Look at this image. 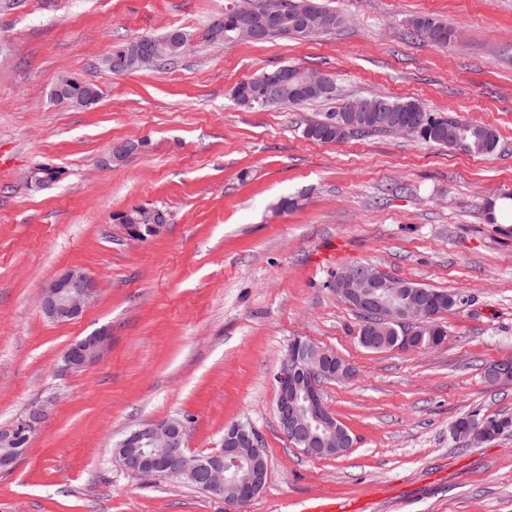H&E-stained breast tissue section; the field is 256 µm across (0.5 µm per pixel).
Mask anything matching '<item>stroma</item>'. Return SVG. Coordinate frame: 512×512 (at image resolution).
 <instances>
[{
  "mask_svg": "<svg viewBox=\"0 0 512 512\" xmlns=\"http://www.w3.org/2000/svg\"><path fill=\"white\" fill-rule=\"evenodd\" d=\"M226 0H0V429L45 404L25 455L0 473V512H302L365 503L367 512H512V434L453 435L470 414L512 415V382L486 368L512 359V214L484 206L512 192V0H325L346 19L308 38L207 44ZM427 15L458 39L408 38ZM191 34L158 70L112 75L114 44ZM295 64L335 77L340 95L411 99L491 126L477 156L396 133L320 143L302 125L334 102L247 110L232 88ZM96 84L91 109L50 97L62 76ZM144 150L108 168L114 144ZM50 163L62 180L23 179ZM170 211L157 237L129 239L114 213ZM357 264L457 295L446 343L372 352L358 313L330 282ZM69 266L94 280L95 303L55 324L44 285ZM107 330L112 345L79 371L62 353ZM334 351L349 377L325 400L355 445L304 454L280 429L275 375L294 338ZM187 425L195 454L230 425L261 439L263 492L238 509L176 479L144 482L113 446L151 419Z\"/></svg>",
  "mask_w": 512,
  "mask_h": 512,
  "instance_id": "35a3bbf8",
  "label": "stroma"
}]
</instances>
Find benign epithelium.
Instances as JSON below:
<instances>
[{
    "mask_svg": "<svg viewBox=\"0 0 512 512\" xmlns=\"http://www.w3.org/2000/svg\"><path fill=\"white\" fill-rule=\"evenodd\" d=\"M261 12L268 26L253 22L238 24L237 40L252 41L266 35L267 27L279 26L288 31V16L283 0H264ZM160 53L157 44L149 40L134 43L123 61L137 70H150ZM288 85L297 97L326 94L335 91L331 78L321 72H305L292 76L282 68L264 73L253 88L245 91L247 98L259 106L278 102L277 90ZM336 297L355 311L377 317V322L393 321L402 332L399 345L414 348L415 334L422 330L429 301L420 292L411 295L404 313L387 301L388 286L380 272L369 266L347 269L332 281ZM96 286L81 268L70 267L56 274L42 289L39 308L55 323H69L80 318L94 303ZM112 337L106 332L77 337L64 353L66 367L83 369L99 360L108 350ZM348 366L336 356L307 340L297 337L286 352L276 374L277 399L275 414L280 428L302 452L319 457L333 448H350L353 437L335 415H328L320 381L341 376ZM47 415L43 406L34 408L17 423L0 430V471H10L22 453L21 444ZM459 437L470 441H487L497 436L486 418L455 429ZM186 427L170 419L148 420L128 430L114 448V457L126 472L147 480L192 478L198 488L218 493L232 504L242 506L260 494L269 477V466L259 459L261 441L250 427L233 424L224 432L221 446L202 458L185 448Z\"/></svg>",
    "mask_w": 512,
    "mask_h": 512,
    "instance_id": "1",
    "label": "benign epithelium"
}]
</instances>
